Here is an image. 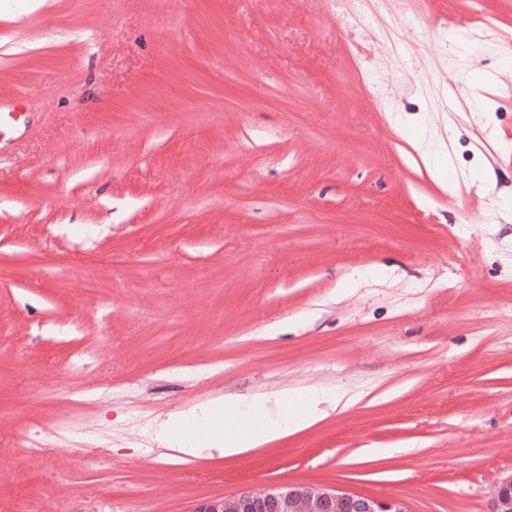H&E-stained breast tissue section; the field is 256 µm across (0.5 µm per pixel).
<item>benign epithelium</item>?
<instances>
[{
    "mask_svg": "<svg viewBox=\"0 0 512 512\" xmlns=\"http://www.w3.org/2000/svg\"><path fill=\"white\" fill-rule=\"evenodd\" d=\"M193 512H408L397 499H376L312 484L280 485L209 499ZM489 512H512V475L499 481Z\"/></svg>",
    "mask_w": 512,
    "mask_h": 512,
    "instance_id": "obj_1",
    "label": "benign epithelium"
}]
</instances>
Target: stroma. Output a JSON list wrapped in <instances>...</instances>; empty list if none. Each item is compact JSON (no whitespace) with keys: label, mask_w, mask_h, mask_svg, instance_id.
<instances>
[{"label":"stroma","mask_w":512,"mask_h":512,"mask_svg":"<svg viewBox=\"0 0 512 512\" xmlns=\"http://www.w3.org/2000/svg\"><path fill=\"white\" fill-rule=\"evenodd\" d=\"M498 28L512 0H0V512L278 484L489 512L512 474ZM311 389L326 417L242 456L160 441Z\"/></svg>","instance_id":"1"}]
</instances>
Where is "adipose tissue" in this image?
I'll return each mask as SVG.
<instances>
[{
    "label": "adipose tissue",
    "instance_id": "obj_1",
    "mask_svg": "<svg viewBox=\"0 0 512 512\" xmlns=\"http://www.w3.org/2000/svg\"><path fill=\"white\" fill-rule=\"evenodd\" d=\"M291 397L290 392L281 391L274 394H256L249 397L221 398L212 405L203 417L197 421V433L205 434L207 442L205 447H198L194 436L181 433L180 428L185 421L184 416L175 415L169 417L163 435V444L167 450L183 455V457L200 456L202 450H215L221 455L232 457L247 453L252 448L264 443L304 430L316 423L320 415L317 409L300 414L288 416L282 414ZM252 407L261 411L278 410L277 419L269 420L262 425L255 426L247 422L225 428L221 432H212L208 429L211 420L220 418L230 412L239 410L240 407Z\"/></svg>",
    "mask_w": 512,
    "mask_h": 512
}]
</instances>
